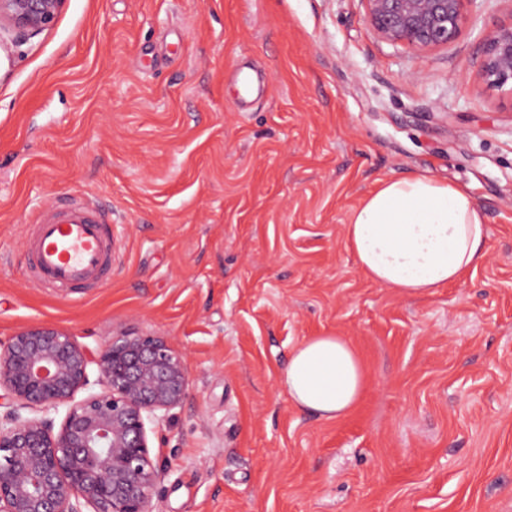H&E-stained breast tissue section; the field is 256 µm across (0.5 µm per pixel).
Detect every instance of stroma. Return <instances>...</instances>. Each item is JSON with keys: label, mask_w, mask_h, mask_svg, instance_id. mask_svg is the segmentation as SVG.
Listing matches in <instances>:
<instances>
[{"label": "stroma", "mask_w": 512, "mask_h": 512, "mask_svg": "<svg viewBox=\"0 0 512 512\" xmlns=\"http://www.w3.org/2000/svg\"><path fill=\"white\" fill-rule=\"evenodd\" d=\"M512 0H474L418 54L363 0H65L0 49V342L33 324L96 350L123 331L183 353L188 394L147 427L154 512H512V89L479 78ZM471 187L485 263L423 299L346 244L382 182ZM112 223V270L40 285L52 203ZM341 335L366 384L325 421L278 385Z\"/></svg>", "instance_id": "stroma-1"}]
</instances>
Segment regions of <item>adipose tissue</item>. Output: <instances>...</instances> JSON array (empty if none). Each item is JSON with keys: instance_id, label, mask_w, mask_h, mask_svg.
<instances>
[{"instance_id": "1", "label": "adipose tissue", "mask_w": 512, "mask_h": 512, "mask_svg": "<svg viewBox=\"0 0 512 512\" xmlns=\"http://www.w3.org/2000/svg\"><path fill=\"white\" fill-rule=\"evenodd\" d=\"M345 239L373 282L422 296L459 280L487 256L484 215L469 189L415 175L385 181L352 213ZM365 382L344 336H314L294 347L280 386L298 409L326 420L347 415Z\"/></svg>"}]
</instances>
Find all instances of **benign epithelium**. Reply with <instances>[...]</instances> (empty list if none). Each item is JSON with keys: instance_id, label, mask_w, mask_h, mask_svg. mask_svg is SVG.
<instances>
[{"instance_id": "1", "label": "benign epithelium", "mask_w": 512, "mask_h": 512, "mask_svg": "<svg viewBox=\"0 0 512 512\" xmlns=\"http://www.w3.org/2000/svg\"><path fill=\"white\" fill-rule=\"evenodd\" d=\"M64 2L0 0V28L35 37ZM363 2L380 39L426 51L459 36L476 0ZM480 76L512 83V22L484 36ZM0 388L10 398L0 412V512H152L158 472L146 425L188 391L183 357L162 337L125 332L92 351L55 327L27 326L0 343Z\"/></svg>"}]
</instances>
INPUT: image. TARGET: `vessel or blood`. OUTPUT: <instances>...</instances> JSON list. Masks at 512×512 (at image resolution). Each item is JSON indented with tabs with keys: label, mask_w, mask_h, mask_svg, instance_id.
Here are the masks:
<instances>
[{
	"label": "vessel or blood",
	"mask_w": 512,
	"mask_h": 512,
	"mask_svg": "<svg viewBox=\"0 0 512 512\" xmlns=\"http://www.w3.org/2000/svg\"><path fill=\"white\" fill-rule=\"evenodd\" d=\"M27 253L41 284L78 289L105 280L112 238L89 206H55L37 224Z\"/></svg>",
	"instance_id": "vessel-or-blood-1"
}]
</instances>
